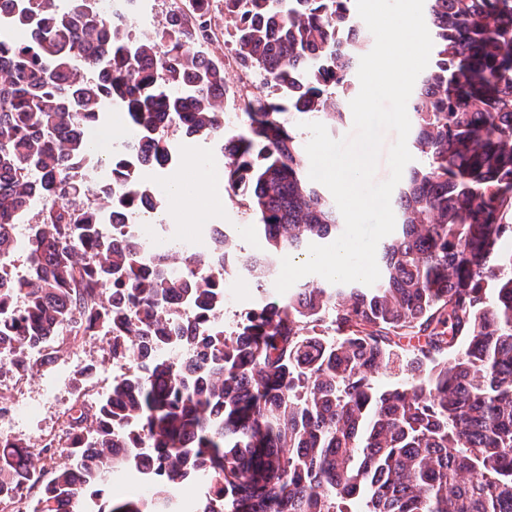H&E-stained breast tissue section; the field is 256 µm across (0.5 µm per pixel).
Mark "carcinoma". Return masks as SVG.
<instances>
[{"mask_svg": "<svg viewBox=\"0 0 512 512\" xmlns=\"http://www.w3.org/2000/svg\"><path fill=\"white\" fill-rule=\"evenodd\" d=\"M352 0H224L237 65L258 77L225 163L229 190L258 220L262 255L149 247L115 211L163 193L145 171L177 156L163 121L224 137L227 69L209 55L211 0H184L160 28L129 29L136 0H10L0 14V265L27 271L0 291V339L30 375L58 350L29 345L83 322L126 372L69 413L36 512L80 506L118 474L149 495L115 494L96 512H185L183 485H206L196 512H512V0H424L432 62L407 103L411 146L379 280L305 281L224 322V281L265 282L279 259L337 238L335 200L305 175L290 116L346 114L367 46ZM119 109L135 137L102 159L77 133ZM99 176V210L82 203ZM224 256V265L213 256ZM154 272L144 270V264ZM201 312L189 336L173 302ZM402 357L405 379L376 376ZM0 446V498L42 464ZM164 475L143 469L144 455ZM86 486L76 482V474Z\"/></svg>", "mask_w": 512, "mask_h": 512, "instance_id": "1", "label": "carcinoma"}]
</instances>
